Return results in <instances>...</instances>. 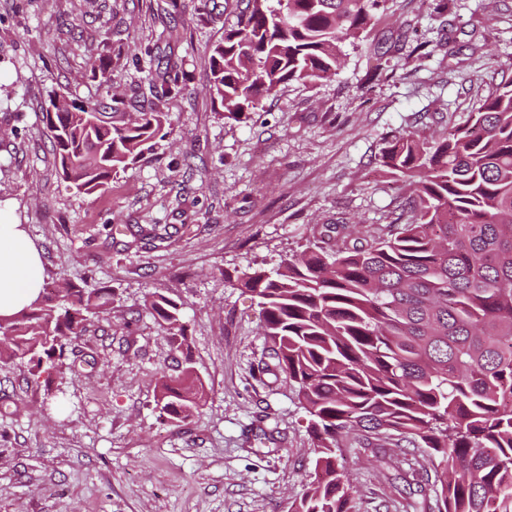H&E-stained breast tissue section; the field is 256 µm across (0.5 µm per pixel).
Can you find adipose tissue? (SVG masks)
<instances>
[{
  "label": "adipose tissue",
  "instance_id": "obj_1",
  "mask_svg": "<svg viewBox=\"0 0 512 512\" xmlns=\"http://www.w3.org/2000/svg\"><path fill=\"white\" fill-rule=\"evenodd\" d=\"M43 284L39 251L9 211L0 208V317H10L38 296Z\"/></svg>",
  "mask_w": 512,
  "mask_h": 512
}]
</instances>
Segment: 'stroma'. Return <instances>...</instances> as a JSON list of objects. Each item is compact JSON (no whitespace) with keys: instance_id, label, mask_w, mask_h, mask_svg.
<instances>
[{"instance_id":"obj_1","label":"stroma","mask_w":512,"mask_h":512,"mask_svg":"<svg viewBox=\"0 0 512 512\" xmlns=\"http://www.w3.org/2000/svg\"><path fill=\"white\" fill-rule=\"evenodd\" d=\"M0 0V206L38 249L44 281L112 288L72 371L0 369V512H289L313 459L308 416L283 373L269 370L260 309L239 287L305 246L386 235L408 221L410 187L378 161L393 135L433 141L466 124L497 73L512 77V0H388L343 46L328 80L292 82L241 122L207 91L211 43L236 23L195 15L198 0ZM444 23L454 41L421 58ZM112 29L111 82L132 103L150 57L181 60L187 88L157 96L171 135L106 190L77 194L43 123L50 92L102 96L89 61ZM167 226L166 238L146 236ZM183 305L205 402L185 422L161 417L156 381L176 375L166 333L146 310L155 294ZM338 462L351 512H422L433 498L422 450L363 448Z\"/></svg>"}]
</instances>
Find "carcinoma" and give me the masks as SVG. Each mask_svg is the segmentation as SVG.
I'll return each instance as SVG.
<instances>
[{"label":"carcinoma","instance_id":"1","mask_svg":"<svg viewBox=\"0 0 512 512\" xmlns=\"http://www.w3.org/2000/svg\"><path fill=\"white\" fill-rule=\"evenodd\" d=\"M387 0H247L208 59L209 92L239 121L285 83L328 80L345 41L358 39ZM202 21L221 17L217 0H200ZM90 63L112 96V31ZM153 91L182 90L168 57L141 69ZM43 119L65 179L84 195L136 163L167 136L168 113L100 111L69 101ZM382 166L411 180L412 222L385 237L329 252L319 245L272 269L243 274L272 343L274 367L308 414L312 472L291 512H350V485L337 451L352 431L362 440L394 438L422 448L434 470L437 512H512V79L479 100L470 124L435 141L394 136ZM108 287L75 283L0 322V368L67 367L66 348L90 318L112 311ZM147 310L184 355L175 378L157 381L156 405L183 422L205 388L193 361L182 304L161 294Z\"/></svg>","mask_w":512,"mask_h":512}]
</instances>
